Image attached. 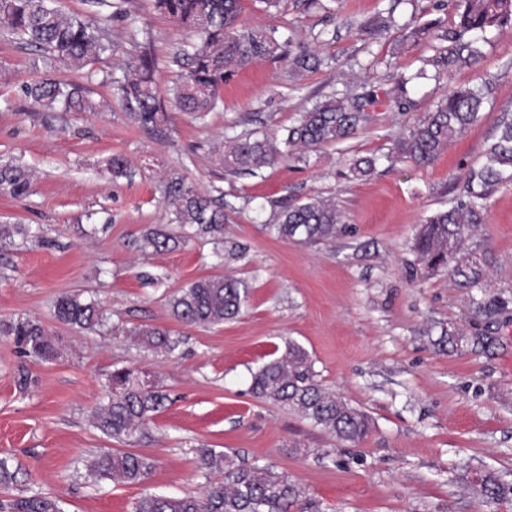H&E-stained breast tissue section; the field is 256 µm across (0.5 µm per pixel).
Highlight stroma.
<instances>
[{"instance_id": "obj_1", "label": "stroma", "mask_w": 512, "mask_h": 512, "mask_svg": "<svg viewBox=\"0 0 512 512\" xmlns=\"http://www.w3.org/2000/svg\"><path fill=\"white\" fill-rule=\"evenodd\" d=\"M63 13L109 18L111 57L70 73L102 112L47 110L26 97L25 84L49 75L31 50L0 28V165L23 167L27 194L0 184V224L32 234L0 243V321L28 317L59 340L46 360L0 336V456L21 468L26 494L56 499L62 512H133L146 493H201L212 475L200 469L206 446L249 464L270 465L305 491V512H512V496L485 503L469 479L494 473L512 485V185L490 198L485 224L471 244L494 258L482 289L459 288L447 273H425L412 250L418 224L459 195L465 173L480 165L500 112L512 111V30L492 33L485 56L441 80L417 73L432 41L403 40L405 28L440 19L430 0H283L278 12L241 0L242 27H274L292 46L317 54L318 68L290 73L270 59L236 70L223 106L197 121L168 106V135L156 139L113 99L108 76H122L131 38L151 37L156 81L166 89L171 59L190 33L157 13L152 0H56ZM388 28L364 31L378 14ZM412 77L414 105L384 103L340 145L297 151L254 174H231L217 157L226 139L273 133L293 123L304 105L331 93L391 89ZM491 80L485 116L453 140L431 165L388 164L383 156L408 135L451 89ZM115 154L127 175L112 177ZM379 156L375 171L353 178L356 156ZM185 176L217 199L229 221L220 235L169 223L161 180ZM333 199L344 224L317 244L271 235L277 200ZM184 232L168 252L143 248L146 230ZM210 275L243 280L241 314L221 325H186L169 302L180 288ZM83 293L104 312L93 330L57 321L65 293ZM505 304L498 315L476 305ZM151 325L171 330L179 347L157 354L131 336ZM459 329L472 344L442 340ZM301 345L326 388L367 412L371 432L361 442L336 440L311 421L254 398L253 373ZM149 373L169 400L152 422L118 441L93 428L113 369ZM151 458L138 485L94 481L85 464L101 450Z\"/></svg>"}]
</instances>
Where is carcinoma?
<instances>
[{"instance_id": "carcinoma-1", "label": "carcinoma", "mask_w": 512, "mask_h": 512, "mask_svg": "<svg viewBox=\"0 0 512 512\" xmlns=\"http://www.w3.org/2000/svg\"><path fill=\"white\" fill-rule=\"evenodd\" d=\"M43 0H0V26L20 42L33 47L51 68L82 69L103 60L112 52L107 23H90L42 8ZM457 21L439 30L432 20L403 35V39L429 37L436 41L427 59L437 75L470 67L484 56L487 33L512 29V0H454ZM154 7L175 24L195 36V41L172 58L177 77L167 95L183 111L199 119L220 109L221 87L229 74L266 58L288 57L293 73H300L319 60L305 50L286 51L277 30L243 29L237 19L240 0H154ZM158 62L150 40L134 42V52L123 77L111 79L110 88L125 105L131 120L142 128L164 134L167 115L165 101L156 89ZM492 87H457L440 99L406 137L399 139L389 158L419 166L433 163L448 144L484 117V104ZM25 93L50 109L62 103L69 112H99L108 106L94 99L81 83L45 78L25 86ZM378 95L352 97L334 94L301 112L282 133L264 134L230 141L220 155L229 171H255L273 166L292 155L293 148H313L341 144L369 120L368 107ZM377 159L360 157L351 164V173L366 177L373 173ZM0 182L23 195L30 188L26 172L5 165ZM512 183V114L502 113L497 121L496 141L488 148L485 162L467 171L462 193L419 225L414 251L419 264L429 271L446 269L458 287L479 288L483 283L486 253L464 249V242L485 223L487 201L501 185ZM165 205L170 223L198 226L202 232L224 231V208L197 190L187 179L171 173L163 180ZM343 215L334 201L317 196L308 201L280 207L278 223L270 231L283 240L317 243L336 237ZM182 235L149 231L143 247L155 251L176 248ZM247 298V285L221 275L191 282L170 301L173 316L188 325H219L237 317ZM56 319L72 327L94 330L103 325L104 314L92 301L78 294H66L55 304ZM0 333L12 336L28 354L48 359L54 355V340L35 319L0 323ZM132 334L147 347L171 352L179 340L172 331L152 326L137 328ZM252 395L312 420L339 441L356 442L371 431L368 415L342 397L326 389L319 380L314 362L297 343L288 342L286 353L265 364L254 374ZM167 395L147 376L132 368H117L108 379L105 399L92 414L94 427L102 434L122 439L134 435L164 406ZM200 468L224 476L197 496L162 497L144 494L134 503L133 512H291L298 506L303 490L269 465L243 466L232 455L214 448L199 449ZM153 468L150 458L130 451H107L86 464L88 477L109 479L130 485L140 484ZM17 484V471L10 459L0 457V488ZM483 498L496 502L506 487L487 473L473 482ZM0 509L9 512H61L57 501L40 494L18 495Z\"/></svg>"}]
</instances>
